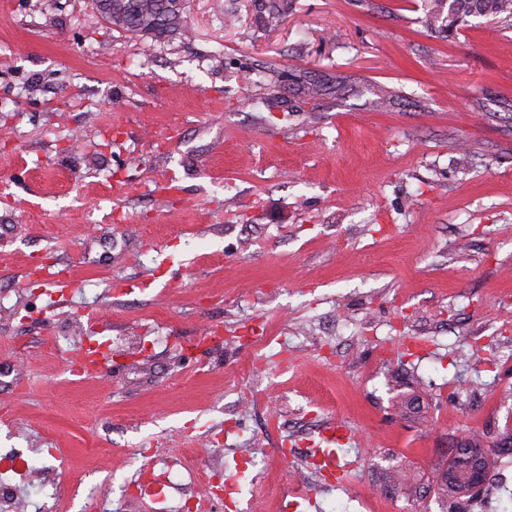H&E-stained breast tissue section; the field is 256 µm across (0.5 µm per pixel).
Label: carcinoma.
I'll use <instances>...</instances> for the list:
<instances>
[{
	"label": "carcinoma",
	"mask_w": 512,
	"mask_h": 512,
	"mask_svg": "<svg viewBox=\"0 0 512 512\" xmlns=\"http://www.w3.org/2000/svg\"><path fill=\"white\" fill-rule=\"evenodd\" d=\"M426 4L429 25L438 23L450 34L471 16L490 18L499 27L512 30V0H426ZM96 7L108 23L136 34L155 38H187L191 35L184 20V0H100ZM463 447L482 449L480 466L487 476L501 452L505 451L500 443L486 448L481 441L474 445L467 441ZM461 456L463 453L459 449H450L448 466L434 475L437 494L442 498L473 493L465 476L451 481L445 478L448 471L456 469Z\"/></svg>",
	"instance_id": "carcinoma-1"
}]
</instances>
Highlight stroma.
I'll return each mask as SVG.
<instances>
[{
    "instance_id": "stroma-1",
    "label": "stroma",
    "mask_w": 512,
    "mask_h": 512,
    "mask_svg": "<svg viewBox=\"0 0 512 512\" xmlns=\"http://www.w3.org/2000/svg\"><path fill=\"white\" fill-rule=\"evenodd\" d=\"M186 20L0 0V458L51 451L25 484L63 475L64 512H153L129 483L188 448L204 512L253 451L240 512H458L430 488L449 439L512 423V30L446 34L423 0ZM90 334L110 359L82 373ZM331 421L340 483L280 454ZM95 1H100L96 7L101 16L117 28L155 38L191 35L183 16L185 0Z\"/></svg>"
}]
</instances>
